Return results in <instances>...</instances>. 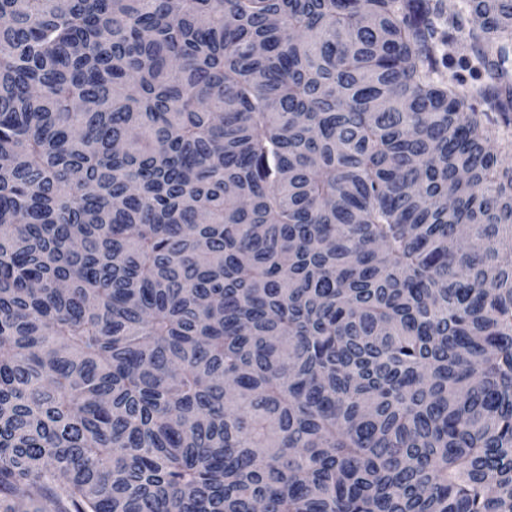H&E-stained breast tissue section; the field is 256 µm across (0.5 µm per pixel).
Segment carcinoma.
Wrapping results in <instances>:
<instances>
[{
    "label": "carcinoma",
    "mask_w": 512,
    "mask_h": 512,
    "mask_svg": "<svg viewBox=\"0 0 512 512\" xmlns=\"http://www.w3.org/2000/svg\"><path fill=\"white\" fill-rule=\"evenodd\" d=\"M465 11L0 0V512H512V0Z\"/></svg>",
    "instance_id": "1"
}]
</instances>
